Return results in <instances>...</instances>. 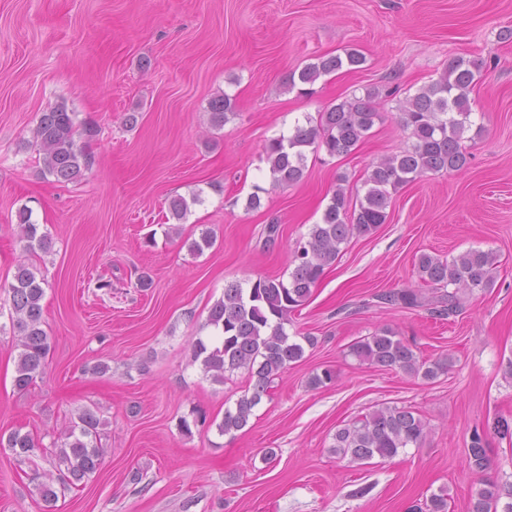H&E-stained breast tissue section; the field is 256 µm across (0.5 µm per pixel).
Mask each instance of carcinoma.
Returning a JSON list of instances; mask_svg holds the SVG:
<instances>
[{"label": "carcinoma", "instance_id": "cac0c4a2", "mask_svg": "<svg viewBox=\"0 0 512 512\" xmlns=\"http://www.w3.org/2000/svg\"><path fill=\"white\" fill-rule=\"evenodd\" d=\"M364 62L365 57L356 49L323 56L290 74L286 86L293 90L300 84L299 93L311 95L319 79L345 67L358 69ZM481 66L475 60L454 59L437 79L406 99L400 109V122L411 144L372 166L364 180L363 197L354 200L341 186L333 192L321 222L311 226L306 241L294 251V268L288 280L264 277L248 288L232 282L225 286L222 298L210 307L207 324L217 331L216 339H197L195 359L201 362L203 373L215 381L239 371L247 376L244 394L234 408L224 411V418L217 424L220 435L244 429L253 409L269 395L275 380L304 358L305 345H314L311 336L289 335L287 325L291 323L292 312L309 300L326 269L336 262L341 246L354 235H372L386 223L392 194L399 186L427 174L460 171L467 165L465 133L473 114L469 93L475 72ZM378 95V91L367 89L362 97L343 100L318 113L316 121L296 125L291 135L270 139L264 151L271 185L290 186L301 180L307 147L315 151L322 148L331 157L355 150L375 122L381 120L374 105ZM209 111L212 126L224 127L228 115L234 114V98L227 93L214 96ZM74 134V113L64 105H56L40 116L35 135L45 173L56 182L77 180L89 168V158L77 145ZM198 201L196 196L189 201L175 196L168 203L169 213L180 221L186 216L189 203ZM16 218L19 239L24 241L26 250L50 247L48 235L38 233V225L31 222L29 209H19ZM497 263L496 254L479 249H471L450 261L423 253L417 262L418 274L434 295L402 288L381 294L378 299L409 308L427 306L432 314L448 317L457 313L463 296L493 286ZM43 283L39 269L21 263L9 287V315L19 349L15 386L21 391L28 389L43 372L50 349L42 320ZM442 288L446 292L437 294ZM348 353L361 365L398 368L425 380L436 378L451 365L445 360L421 358L391 328H382L353 342ZM335 380L336 373L325 367L310 377L308 385L319 389ZM103 426L97 412L85 407L71 418L64 436L49 447L43 439L18 431L5 440L0 438V446L7 445L23 462L48 459L54 471L43 473L35 489L45 512H55L59 490L78 486L100 467L104 449L98 440ZM428 433L427 423L409 408L382 406L338 428L333 451L342 460L362 465L376 456L392 459L410 446L421 448ZM467 463L477 478L470 512H512V484H501L486 476L490 460L483 436L477 430L471 436ZM504 498L509 502L500 511L498 506ZM412 512H448V493L442 490L432 494L423 504L413 505Z\"/></svg>", "mask_w": 512, "mask_h": 512}]
</instances>
